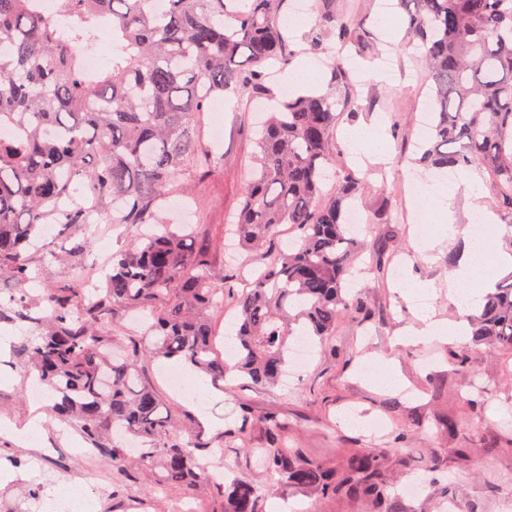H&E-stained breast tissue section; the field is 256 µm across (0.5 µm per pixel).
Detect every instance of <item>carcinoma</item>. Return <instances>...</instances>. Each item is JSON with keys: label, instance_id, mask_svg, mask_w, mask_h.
Wrapping results in <instances>:
<instances>
[{"label": "carcinoma", "instance_id": "obj_1", "mask_svg": "<svg viewBox=\"0 0 512 512\" xmlns=\"http://www.w3.org/2000/svg\"><path fill=\"white\" fill-rule=\"evenodd\" d=\"M283 0H168L158 15L150 0H60V18L37 0H0V281L19 289L30 280L39 225L59 224L77 237L90 216L74 194L99 191L100 224H146L126 250L112 255V275L96 301H87L95 269L85 245L74 244V269L33 300L21 293L0 302V323L28 322L34 336L16 345L29 371L55 397V412L112 461L127 481L146 473L164 490L209 482L224 512H264L268 492L242 478L220 481L203 457L223 442L203 438L164 410L153 384L142 380L144 357L182 363L224 377L213 358L210 309L231 298L237 322L230 337L231 369L256 386L278 383L290 340L303 330L327 343L342 318L371 317L350 288L362 243L346 221L363 201L365 178L338 163V106L355 101L289 95L258 129L253 170L238 209L236 233L256 252L281 224L298 238L270 249L248 287L234 291L209 254L187 234L158 219L175 189L188 193L190 167L202 182L218 159L201 148L204 113L232 93H266L268 64L287 69L296 53L276 22ZM406 32L418 42L432 110L425 149L413 163L463 177L474 171L493 190L501 217L512 224V0H400ZM357 24L316 0L305 52L357 38ZM112 45L106 70L90 77L80 50L100 37ZM146 309L152 323L112 358L113 310ZM471 343L488 341L512 352V273L487 292L469 316ZM238 424L224 438L242 441L280 490H308L383 507L384 458L363 449L331 469L283 446L287 423L238 405ZM260 425L263 448L246 435ZM121 430L145 449L133 461L112 434Z\"/></svg>", "mask_w": 512, "mask_h": 512}]
</instances>
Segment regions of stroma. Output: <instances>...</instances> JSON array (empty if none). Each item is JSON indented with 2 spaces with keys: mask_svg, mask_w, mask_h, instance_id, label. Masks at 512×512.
<instances>
[{
  "mask_svg": "<svg viewBox=\"0 0 512 512\" xmlns=\"http://www.w3.org/2000/svg\"><path fill=\"white\" fill-rule=\"evenodd\" d=\"M381 0H336L340 12L361 24L358 46L334 47L331 53L309 58L308 63L322 77H329V62L342 59L350 80L349 92L358 103L355 112L340 113L335 138L341 158L351 161L353 152L345 133L348 128L378 122L386 139V160L366 158L363 170L369 175L364 211L384 207L394 212L411 209L404 183L411 175L409 162L421 128V110L428 84L417 65L419 50L406 39L400 26L384 27ZM256 100L217 103L212 116L224 126L220 140L202 138L205 150L222 155L220 166L206 177L195 194L190 213L179 206L181 196H173L162 215L172 224L193 225L198 240L205 245L216 269L226 274H247L258 267L257 255L227 258L224 228L230 223L242 199L251 173L255 123L262 109ZM422 186L452 196L454 234L445 236L431 252L418 249L414 224L404 222L387 229L376 225L374 233H360L365 255L385 246L390 264L405 262V280L433 285L431 303L438 319L447 324L463 320L458 295L449 293L452 272L449 256H461L471 235L475 207L489 208L492 191L484 179L475 184L424 175ZM73 244L65 232L46 243L33 270L38 288L63 279L72 271L61 256ZM362 295L372 320L358 326L351 320L340 323L333 339L316 350L297 373L289 374L286 384L273 388L254 387L234 375L216 381L204 376L211 396L188 399L173 392L164 377L165 366L143 359L139 367L159 389L177 415H194L204 427V437L218 440L235 419L237 403L249 404L255 413L270 410L282 413L288 421V447L306 457L335 464L340 457L372 448L383 452V482L394 505V512H437L439 503L458 500L462 512H498L502 498L512 495V354L490 346L458 342L413 343L403 336L418 322L408 300L396 294L392 272L370 275L362 282ZM28 323L0 326V421L24 425L34 414L43 416V433L33 444L17 442L0 434V512H17L20 503L39 493L51 498L55 488L72 483L78 493L95 495L96 474L101 464L85 457L86 443L81 436L62 437L55 429L51 405H40L28 398L30 377L24 364L13 359L12 345L27 335ZM467 350L470 372L459 371L451 360L453 352ZM378 360L393 361L400 382L392 388L364 378L362 366ZM479 378L485 394L478 405H471L468 384ZM450 419L452 429L429 436L435 417ZM385 423V430L370 436L368 424ZM415 449L416 461H407L402 451ZM437 464L442 477L428 482L424 494L404 498L400 487L417 473L420 462ZM110 501L112 512H129L131 499L150 505L151 512H169L172 501L191 497L201 512H224V501L210 484L192 489L171 488L156 494L148 483L129 485L113 478Z\"/></svg>",
  "mask_w": 512,
  "mask_h": 512,
  "instance_id": "stroma-1",
  "label": "stroma"
}]
</instances>
